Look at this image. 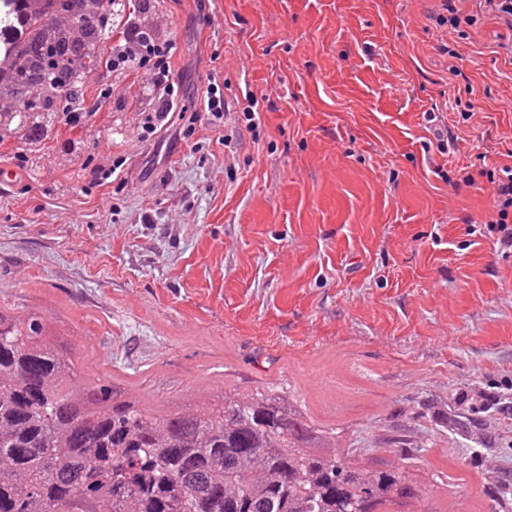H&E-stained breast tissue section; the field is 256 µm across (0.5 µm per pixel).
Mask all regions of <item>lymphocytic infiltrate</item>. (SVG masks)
I'll return each instance as SVG.
<instances>
[{
  "instance_id": "obj_1",
  "label": "lymphocytic infiltrate",
  "mask_w": 512,
  "mask_h": 512,
  "mask_svg": "<svg viewBox=\"0 0 512 512\" xmlns=\"http://www.w3.org/2000/svg\"><path fill=\"white\" fill-rule=\"evenodd\" d=\"M147 0H135L118 28L108 25L109 11H101L106 37L105 65L112 71V82L97 90L93 97L72 99L66 94H51L54 108L62 114V122L70 129L91 127L103 102L111 97L122 96L126 80L143 73L150 77L155 93L152 111L138 115V126L142 132L153 136L173 125L175 115L181 114L183 78L171 67L175 42L159 39L145 29L140 15L148 10ZM493 207L497 212L488 225L501 235L504 243L512 244V167L505 168L504 176L498 179L493 189Z\"/></svg>"
}]
</instances>
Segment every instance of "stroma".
<instances>
[{
	"label": "stroma",
	"instance_id": "obj_1",
	"mask_svg": "<svg viewBox=\"0 0 512 512\" xmlns=\"http://www.w3.org/2000/svg\"><path fill=\"white\" fill-rule=\"evenodd\" d=\"M439 14L156 0L187 111L215 67L224 122L143 138L142 75L91 128L1 141L27 163L0 182V313L153 414L275 395L436 512H512V246L466 224L512 166V27ZM118 161L124 183L82 177Z\"/></svg>",
	"mask_w": 512,
	"mask_h": 512
}]
</instances>
